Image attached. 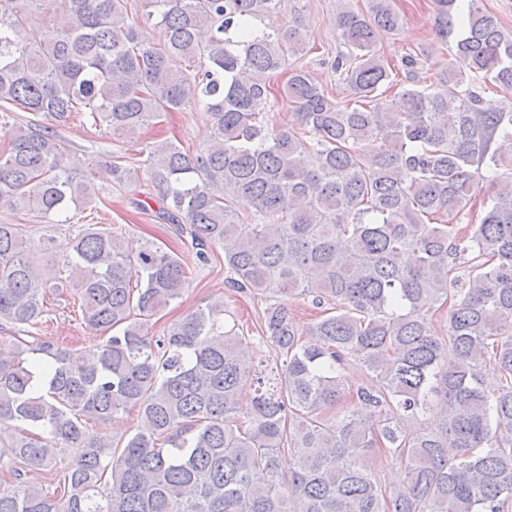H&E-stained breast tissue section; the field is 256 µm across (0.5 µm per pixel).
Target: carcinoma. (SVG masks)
Returning a JSON list of instances; mask_svg holds the SVG:
<instances>
[{
  "label": "carcinoma",
  "mask_w": 512,
  "mask_h": 512,
  "mask_svg": "<svg viewBox=\"0 0 512 512\" xmlns=\"http://www.w3.org/2000/svg\"><path fill=\"white\" fill-rule=\"evenodd\" d=\"M285 3L0 0L1 206L81 223L97 192L55 128L86 112L135 138L193 103L210 122L197 154L148 146L157 217L200 262L224 247L235 292L297 294L317 310L303 340L287 304L265 308L261 339L281 372L243 409L255 352L236 328L199 308L153 333L189 287L180 254L133 252L89 224L53 245L67 276L50 285L20 225L0 224V325L13 329L0 336V464L17 480L0 512H512V112L482 108L492 85L512 88V35L478 0H433L451 66L418 87L417 58L403 57L410 87L386 102L393 68L377 33L403 19L390 0L368 17L343 9L335 66L355 106L293 68L295 125L277 127L270 78L304 46L300 18L276 26ZM16 109L35 118L11 124ZM111 169L120 186L140 182L133 164ZM482 184L484 218L459 224ZM67 287L103 331L89 355L31 332L46 295ZM350 363L362 383L343 376ZM347 397L363 415L323 417ZM130 409L131 430L90 435L87 421ZM70 446L73 462L56 466L53 450ZM375 449L401 463V486L364 466ZM27 466L55 470V490Z\"/></svg>",
  "instance_id": "obj_1"
}]
</instances>
